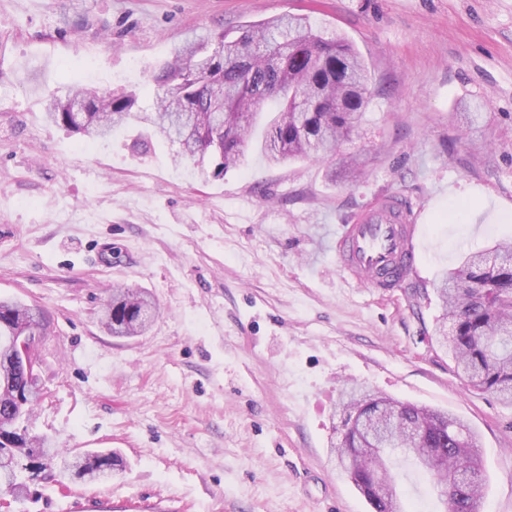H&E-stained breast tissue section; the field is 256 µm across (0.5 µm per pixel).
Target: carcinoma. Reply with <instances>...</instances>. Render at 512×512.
<instances>
[{"label": "carcinoma", "mask_w": 512, "mask_h": 512, "mask_svg": "<svg viewBox=\"0 0 512 512\" xmlns=\"http://www.w3.org/2000/svg\"><path fill=\"white\" fill-rule=\"evenodd\" d=\"M154 82L151 112L137 111L134 92L114 95L77 84L65 98L49 99L46 118L98 139L133 122L178 145V157L211 162L220 176L243 163L257 117L269 101L280 104L265 138V155L273 164L336 153L371 101L370 72L353 43L290 14L247 25L231 40L221 31L205 42L188 43L160 67ZM437 292L443 305L437 342L473 390L512 405V242L498 241L465 256L441 277ZM153 315L146 293L117 285L104 306L102 324L114 336H139ZM21 320L40 328V313L1 299L0 347L7 346ZM40 399L31 389L21 402L0 400V432L10 435L19 427L29 433ZM380 402L392 399L353 390L342 410L347 416L362 414ZM381 436L382 447L371 446L356 432L333 448L341 473L367 493L370 484L356 475L381 471L386 495L368 498L374 509L404 512L400 483L388 467L390 454L399 452L429 476L444 512H480L485 476L478 440L456 418L404 403L398 415L384 421ZM31 447L47 460L60 461L62 481L107 478L116 462L103 451L68 456L45 436H32ZM30 461V451L17 457L0 447V488L15 503L29 494L19 474Z\"/></svg>", "instance_id": "obj_1"}]
</instances>
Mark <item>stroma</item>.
I'll list each match as a JSON object with an SVG mask.
<instances>
[{
  "label": "stroma",
  "mask_w": 512,
  "mask_h": 512,
  "mask_svg": "<svg viewBox=\"0 0 512 512\" xmlns=\"http://www.w3.org/2000/svg\"><path fill=\"white\" fill-rule=\"evenodd\" d=\"M284 13L339 31L375 97L338 155L213 174L137 125L96 150L45 118L80 83L136 91L186 40ZM477 102L474 124L462 103ZM358 155V180L339 172ZM422 209L420 258L380 291L336 264V231L376 196ZM512 241V0H0V298L42 314L32 430L112 451V479L46 477L11 512L73 497H161L169 512H372L329 451L350 386L446 411L479 438L482 512H512V407L471 389L433 340L440 275ZM158 308L102 326L113 285ZM394 468L415 512L427 476Z\"/></svg>",
  "instance_id": "stroma-1"
}]
</instances>
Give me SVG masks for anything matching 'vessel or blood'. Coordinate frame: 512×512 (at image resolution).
Here are the masks:
<instances>
[{
	"label": "vessel or blood",
	"instance_id": "b4317fda",
	"mask_svg": "<svg viewBox=\"0 0 512 512\" xmlns=\"http://www.w3.org/2000/svg\"><path fill=\"white\" fill-rule=\"evenodd\" d=\"M420 212L404 197L383 196L341 225L336 234V259L351 278L389 291L403 287L416 269L420 252ZM61 512H164L161 500L73 499Z\"/></svg>",
	"mask_w": 512,
	"mask_h": 512
}]
</instances>
